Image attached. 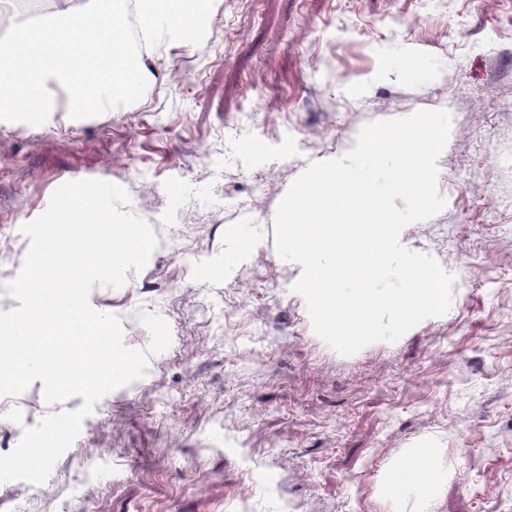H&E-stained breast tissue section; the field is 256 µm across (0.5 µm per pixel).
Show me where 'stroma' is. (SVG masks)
Listing matches in <instances>:
<instances>
[{
	"mask_svg": "<svg viewBox=\"0 0 512 512\" xmlns=\"http://www.w3.org/2000/svg\"><path fill=\"white\" fill-rule=\"evenodd\" d=\"M35 9L0 0L13 23ZM425 47L427 78L398 58ZM138 102L73 120L55 81L47 121H0V311L30 240L20 231L80 179L124 187L157 239L122 287L94 285L128 347L141 313L172 341L114 390L41 485L0 483V512H512V0H215L202 44L139 51ZM452 118L445 207L400 233L454 277L452 304L393 343L336 353L274 248L276 211L311 164L368 123ZM34 381L0 398V456L73 411ZM435 470L421 472L419 451ZM415 487L394 497L396 469Z\"/></svg>",
	"mask_w": 512,
	"mask_h": 512,
	"instance_id": "stroma-1",
	"label": "stroma"
}]
</instances>
